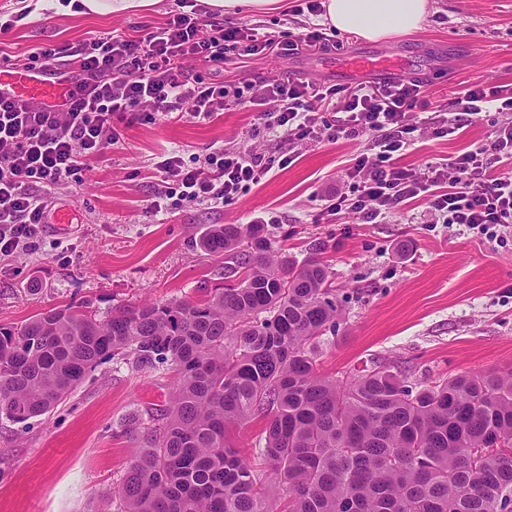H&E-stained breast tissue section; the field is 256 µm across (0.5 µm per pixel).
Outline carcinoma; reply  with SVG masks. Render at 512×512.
Wrapping results in <instances>:
<instances>
[{
	"label": "carcinoma",
	"instance_id": "cac0c4a2",
	"mask_svg": "<svg viewBox=\"0 0 512 512\" xmlns=\"http://www.w3.org/2000/svg\"><path fill=\"white\" fill-rule=\"evenodd\" d=\"M226 283L197 300L106 316L67 304L0 325V419L48 413L103 360L176 372L169 406L124 425L135 444L117 512H512V375L425 385L377 365L329 378L318 339L336 289L317 256L273 249L264 224H213ZM268 417L259 466L230 429Z\"/></svg>",
	"mask_w": 512,
	"mask_h": 512
}]
</instances>
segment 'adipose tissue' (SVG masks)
<instances>
[{
    "label": "adipose tissue",
    "instance_id": "adipose-tissue-1",
    "mask_svg": "<svg viewBox=\"0 0 512 512\" xmlns=\"http://www.w3.org/2000/svg\"><path fill=\"white\" fill-rule=\"evenodd\" d=\"M36 9L52 8L59 13L79 8L84 14L146 11L157 0H31ZM324 24L368 41L386 40L417 31L429 13V0H323Z\"/></svg>",
    "mask_w": 512,
    "mask_h": 512
}]
</instances>
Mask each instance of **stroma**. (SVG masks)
<instances>
[{
  "label": "stroma",
  "mask_w": 512,
  "mask_h": 512,
  "mask_svg": "<svg viewBox=\"0 0 512 512\" xmlns=\"http://www.w3.org/2000/svg\"><path fill=\"white\" fill-rule=\"evenodd\" d=\"M423 27L369 42L337 33L345 53L366 48L417 60L431 100L450 105L472 84L512 83V0H431ZM159 0L154 10L81 15L47 10L19 17V0H0V66L31 68L30 54L52 46L65 52L110 32L143 38L179 10ZM324 52L186 60L205 80L236 84L292 73L335 84ZM255 114L234 105L199 120L184 112L155 121L119 124L120 140L81 182L49 192L52 211L71 213L68 224L48 222L36 244L0 261V324L76 304L98 316L118 305L196 299L223 284L224 260L208 255L200 239L213 224H249L277 216L268 231L274 248L295 262L324 260L336 290L335 331L318 344L320 371L330 377L381 363L426 382L464 371H512V227L484 235L459 224L432 221L427 197L401 204L384 223L358 214L327 215L329 198L344 188L353 158L367 138L321 139L299 147L254 135ZM504 120L487 111L448 120V136L418 126L400 159L414 171L448 163L490 141ZM256 147L274 165L259 183L221 204L182 201L166 215L150 212L159 175L156 157L180 152L202 163L210 148ZM292 155L288 166L278 160ZM172 371L136 370L114 356L89 372L45 415L15 423L0 419V512H115L106 494L120 483L133 455L121 433L125 420L169 404Z\"/></svg>",
  "instance_id": "1"
}]
</instances>
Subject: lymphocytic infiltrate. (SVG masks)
<instances>
[{
  "instance_id": "obj_1",
  "label": "lymphocytic infiltrate",
  "mask_w": 512,
  "mask_h": 512,
  "mask_svg": "<svg viewBox=\"0 0 512 512\" xmlns=\"http://www.w3.org/2000/svg\"><path fill=\"white\" fill-rule=\"evenodd\" d=\"M181 2L185 11L170 15L144 38L111 33L83 43L74 53V86L62 103L0 97L1 256L40 236L49 210L41 188L79 180L91 160L118 143L116 122L129 117L149 122L156 113L179 110L207 120L234 104L254 108L259 129L290 141L307 143L323 134L331 140L370 137L368 152L358 155L348 172V190L336 192L329 214L351 210L375 224L400 204L428 193L443 223L484 231L512 223V178L493 175L487 163L491 154L512 162V122L449 167L418 174L400 162L407 136L415 130L413 112H427L436 133L448 132L447 119L441 109L431 108L420 79L360 83L341 92L300 77L238 86L183 71L187 58L210 62L229 52L241 58L289 55L304 44L328 49L332 38L315 21L320 0H300L312 18L305 33L271 32L260 39L251 27L207 19L195 11V0ZM456 105L465 115L491 106L512 112V84L469 86ZM335 109L342 112L339 124L322 131L321 112ZM155 168L161 178L150 208L167 213L187 198L216 204L231 200L259 183L272 162L254 151L220 146L206 154L201 166H188L170 152L159 156Z\"/></svg>"
}]
</instances>
